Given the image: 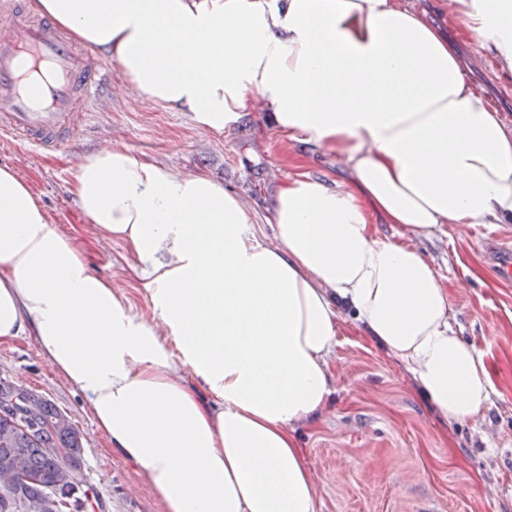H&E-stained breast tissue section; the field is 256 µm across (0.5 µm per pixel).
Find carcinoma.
Here are the masks:
<instances>
[{"label": "carcinoma", "mask_w": 512, "mask_h": 512, "mask_svg": "<svg viewBox=\"0 0 512 512\" xmlns=\"http://www.w3.org/2000/svg\"><path fill=\"white\" fill-rule=\"evenodd\" d=\"M23 398L29 421L0 420V470L22 478L0 485V512H90L100 502L81 474L79 432L64 411L35 391L26 390ZM60 447L69 452L57 453ZM65 475L76 482H61Z\"/></svg>", "instance_id": "cac0c4a2"}]
</instances>
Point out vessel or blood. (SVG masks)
Here are the masks:
<instances>
[{
	"label": "vessel or blood",
	"instance_id": "b4317fda",
	"mask_svg": "<svg viewBox=\"0 0 512 512\" xmlns=\"http://www.w3.org/2000/svg\"><path fill=\"white\" fill-rule=\"evenodd\" d=\"M112 86V66L78 49L20 0H0V135L43 151L79 148V119Z\"/></svg>",
	"mask_w": 512,
	"mask_h": 512
}]
</instances>
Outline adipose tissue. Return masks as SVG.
<instances>
[{
    "label": "adipose tissue",
    "instance_id": "1",
    "mask_svg": "<svg viewBox=\"0 0 512 512\" xmlns=\"http://www.w3.org/2000/svg\"><path fill=\"white\" fill-rule=\"evenodd\" d=\"M512 70V0H454ZM112 58L141 99L220 130L261 106L341 158L354 189L297 174L267 210L110 145L71 191L121 242L149 313L94 274L15 168L0 167V342L35 336L165 512H316L297 425L333 393L342 313L442 418L478 419L485 357L414 244L445 224L512 229V126L406 0H32ZM402 225L381 237L374 222Z\"/></svg>",
    "mask_w": 512,
    "mask_h": 512
}]
</instances>
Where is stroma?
<instances>
[{
  "label": "stroma",
  "mask_w": 512,
  "mask_h": 512,
  "mask_svg": "<svg viewBox=\"0 0 512 512\" xmlns=\"http://www.w3.org/2000/svg\"><path fill=\"white\" fill-rule=\"evenodd\" d=\"M447 35L471 82L512 124V72L492 48L462 38L463 21L443 0H409ZM85 120L81 151H42L0 141V166L31 175L39 202L64 232L79 230L94 273L126 289L136 310L148 294L130 278L122 243L92 236L70 191L79 154L107 144L176 172L222 181L263 218L277 184L298 172L347 187L346 166L304 143L284 144L268 113H242L217 132L191 113L172 112L121 89ZM512 233L484 225H443L417 245L452 295L449 321L483 353L493 391L482 417L460 424L438 417L404 368L353 321L335 348L336 391L314 424L297 429L316 481L317 512H512V283L496 279L489 242ZM33 389L64 410L82 437V470L104 512H163L135 467L110 451L81 393L43 359L33 336L0 343V377Z\"/></svg>",
  "instance_id": "1"
}]
</instances>
